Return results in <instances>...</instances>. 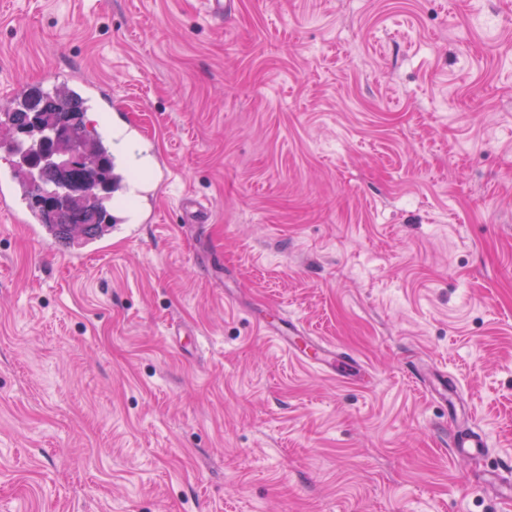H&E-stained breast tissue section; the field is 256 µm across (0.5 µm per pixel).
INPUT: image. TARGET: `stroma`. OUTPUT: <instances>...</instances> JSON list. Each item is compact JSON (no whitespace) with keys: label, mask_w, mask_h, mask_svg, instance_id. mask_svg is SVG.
<instances>
[{"label":"stroma","mask_w":512,"mask_h":512,"mask_svg":"<svg viewBox=\"0 0 512 512\" xmlns=\"http://www.w3.org/2000/svg\"><path fill=\"white\" fill-rule=\"evenodd\" d=\"M51 76L155 218L0 210V512H512V0H0V104ZM452 447L456 448V454L467 458H479L488 447L486 437L473 429H469L463 435L455 438Z\"/></svg>","instance_id":"1"}]
</instances>
